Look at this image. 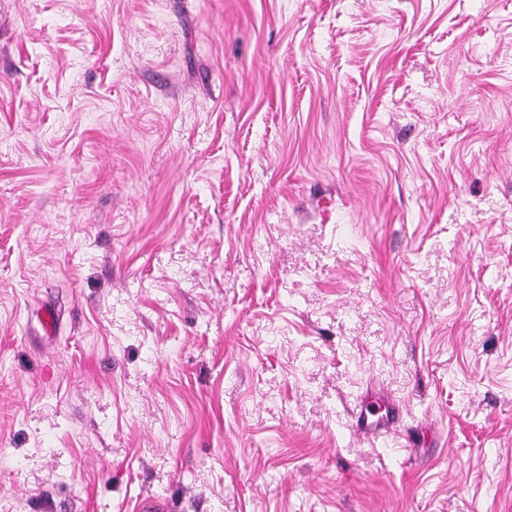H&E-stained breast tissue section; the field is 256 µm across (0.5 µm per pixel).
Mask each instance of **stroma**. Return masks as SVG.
I'll return each instance as SVG.
<instances>
[{"label":"stroma","instance_id":"35a3bbf8","mask_svg":"<svg viewBox=\"0 0 512 512\" xmlns=\"http://www.w3.org/2000/svg\"><path fill=\"white\" fill-rule=\"evenodd\" d=\"M148 498L512 512V0H0V512Z\"/></svg>","mask_w":512,"mask_h":512}]
</instances>
